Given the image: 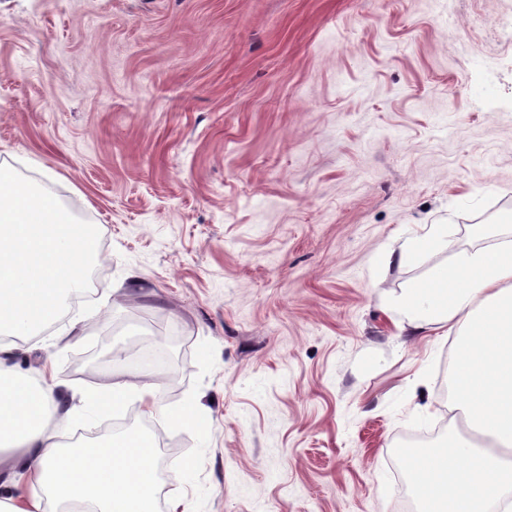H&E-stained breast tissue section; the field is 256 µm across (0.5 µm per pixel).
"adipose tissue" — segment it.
<instances>
[{
    "mask_svg": "<svg viewBox=\"0 0 512 512\" xmlns=\"http://www.w3.org/2000/svg\"><path fill=\"white\" fill-rule=\"evenodd\" d=\"M443 279L451 287L448 298L424 284L397 305L393 322L412 336L441 329L455 334L454 400L467 409L471 429L491 442L476 447L459 442L451 454L415 467L419 512H487L490 504L512 497V468L504 467L499 455L512 447V254L469 253ZM48 408L65 421L103 417L112 399L85 393L78 403H65L51 386L18 377L0 355V447L18 453L7 485L39 488L57 503L85 498L97 512H153L148 479L127 483L122 476L101 474L107 458L95 449L65 453L44 421ZM64 454L69 465L63 469L57 461Z\"/></svg>",
    "mask_w": 512,
    "mask_h": 512,
    "instance_id": "adipose-tissue-1",
    "label": "adipose tissue"
}]
</instances>
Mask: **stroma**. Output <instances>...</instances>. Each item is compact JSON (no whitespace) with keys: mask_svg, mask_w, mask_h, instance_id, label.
I'll list each match as a JSON object with an SVG mask.
<instances>
[{"mask_svg":"<svg viewBox=\"0 0 512 512\" xmlns=\"http://www.w3.org/2000/svg\"><path fill=\"white\" fill-rule=\"evenodd\" d=\"M0 165L100 232L86 298L0 348L156 396L158 512H397L405 432L467 436L453 337L391 313L512 246V0H0ZM448 237V227L444 224H429L426 233L419 237L407 238L400 246L399 261L412 259L424 246H435Z\"/></svg>","mask_w":512,"mask_h":512,"instance_id":"stroma-1","label":"stroma"}]
</instances>
